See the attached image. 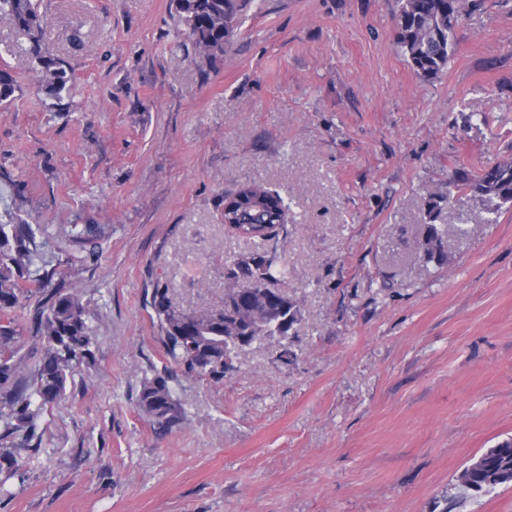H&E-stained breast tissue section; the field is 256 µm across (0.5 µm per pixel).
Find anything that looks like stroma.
<instances>
[{
	"mask_svg": "<svg viewBox=\"0 0 512 512\" xmlns=\"http://www.w3.org/2000/svg\"><path fill=\"white\" fill-rule=\"evenodd\" d=\"M397 0H249L200 61L173 0H41L44 48L73 69L37 92L0 16V211L54 243L100 224L98 259L60 265L98 336L42 413L38 452L0 473V512H512V484L461 487L512 437V207L454 195L446 264L424 262L432 193L512 161V0H483L448 66L420 78L396 46ZM288 210L277 286L298 306L296 359L244 352L219 385L177 377L181 423L136 399L168 361L145 304L221 305L224 228L243 179ZM464 226H456V217Z\"/></svg>",
	"mask_w": 512,
	"mask_h": 512,
	"instance_id": "1",
	"label": "stroma"
}]
</instances>
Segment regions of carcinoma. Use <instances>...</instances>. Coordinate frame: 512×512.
<instances>
[{
	"label": "carcinoma",
	"mask_w": 512,
	"mask_h": 512,
	"mask_svg": "<svg viewBox=\"0 0 512 512\" xmlns=\"http://www.w3.org/2000/svg\"><path fill=\"white\" fill-rule=\"evenodd\" d=\"M179 25L192 40L195 53L213 63L224 52L246 0H174ZM466 11L464 0H398L395 14L397 46L414 71L426 80L448 66L456 30ZM0 14L8 16L28 40L27 52L38 74L39 90L61 98L69 91L72 70L42 49L46 16L38 0H0ZM21 90L16 76L0 67V106L11 104ZM467 192L489 212L512 206V162L497 164L475 174L461 172L448 181V195ZM227 228L246 240H258L257 251L224 258V301L186 313L175 310L170 284L156 281L150 306L154 323L169 360L181 374L219 384L237 369L246 348L278 339V359H294L288 332L295 321V303L283 291L270 287L288 275L278 253L288 235L280 196L247 179L225 196ZM425 256L445 259L444 235L435 224L426 225ZM104 228L85 224L69 235L66 263L95 257L102 249ZM47 228L22 219L0 221V472H16L23 452H36L43 429L39 413L58 405L73 368L93 356L94 328L80 296L53 283L55 268L47 260ZM40 300L31 315L30 336L40 343L39 355L27 363L18 346L21 332L13 313L31 297ZM169 369L145 379L138 394L140 409L154 425L167 431L181 420ZM467 490L512 483V440L481 454L459 476Z\"/></svg>",
	"instance_id": "cac0c4a2"
}]
</instances>
